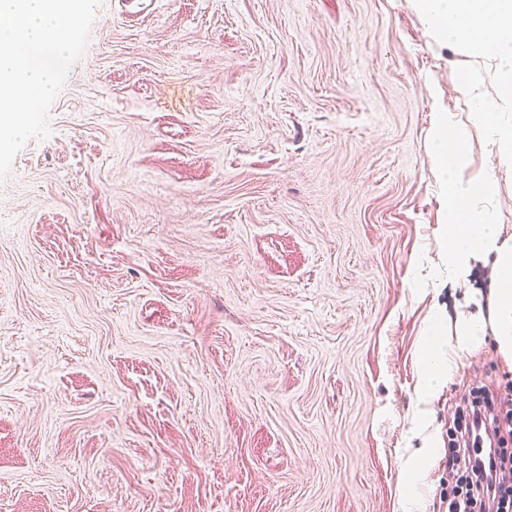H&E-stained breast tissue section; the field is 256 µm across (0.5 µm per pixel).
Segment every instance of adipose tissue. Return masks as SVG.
<instances>
[{
    "mask_svg": "<svg viewBox=\"0 0 512 512\" xmlns=\"http://www.w3.org/2000/svg\"><path fill=\"white\" fill-rule=\"evenodd\" d=\"M419 6L435 35L470 65H485L495 82L490 93L470 67L461 71L456 91L469 107L467 117L448 113L438 119L433 151L437 178L448 188V285L463 293L447 335L423 343V404L437 373L455 375L462 356L486 339H494L512 369V233L494 223L488 210L497 170L512 171V0H419ZM466 124L494 159L491 169L473 177L465 176L463 160L454 153ZM480 267L492 270L482 291L470 285Z\"/></svg>",
    "mask_w": 512,
    "mask_h": 512,
    "instance_id": "ef3b65f1",
    "label": "adipose tissue"
}]
</instances>
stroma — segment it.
<instances>
[{
  "mask_svg": "<svg viewBox=\"0 0 512 512\" xmlns=\"http://www.w3.org/2000/svg\"><path fill=\"white\" fill-rule=\"evenodd\" d=\"M464 65L415 0H100L0 177V512H441L512 400L488 341L413 413Z\"/></svg>",
  "mask_w": 512,
  "mask_h": 512,
  "instance_id": "obj_1",
  "label": "stroma"
}]
</instances>
